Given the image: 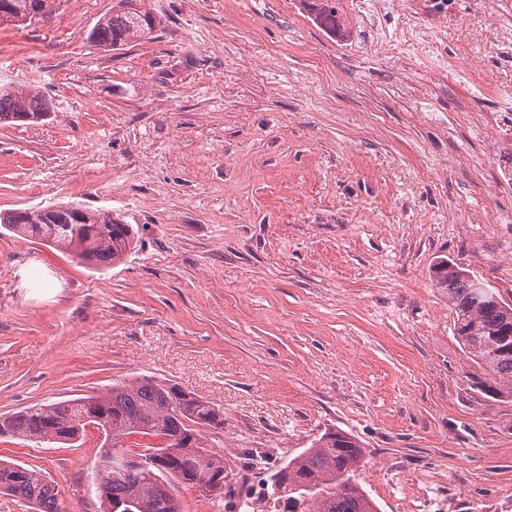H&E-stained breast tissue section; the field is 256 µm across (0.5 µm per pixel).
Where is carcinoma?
Returning a JSON list of instances; mask_svg holds the SVG:
<instances>
[{
    "mask_svg": "<svg viewBox=\"0 0 512 512\" xmlns=\"http://www.w3.org/2000/svg\"><path fill=\"white\" fill-rule=\"evenodd\" d=\"M61 0H0V25L20 26L49 19ZM312 19L331 35L344 28L339 0H299ZM161 20L141 9V0H117L112 12L88 31L87 41L101 49H122L150 38ZM53 110L52 101L39 91L21 87L0 91V122L14 123L25 114L41 121ZM60 248L88 267L107 269L121 263L138 244L133 225L110 211H93L79 204L15 209L0 212V228ZM435 287L455 311L454 335L480 376L474 385L500 399L512 398V305L483 294L477 277L457 266L432 271ZM35 404L0 416V436L48 443L81 440L88 426L104 434L97 463L111 452H132L133 436L165 438L156 445L134 443L152 450L160 465L131 470L112 480L100 498L104 512L112 503L133 501L138 512H182L177 488L193 486L207 493L224 494V456L208 447L204 430L224 428V410L193 393H184L168 380L141 376L112 384L93 397ZM365 452L358 440L344 432H326L291 459L288 470L278 469L283 495L312 498V512H377L375 503L352 481ZM0 493L20 498L32 512H60L58 492L47 476L35 469L0 461Z\"/></svg>",
    "mask_w": 512,
    "mask_h": 512,
    "instance_id": "obj_1",
    "label": "carcinoma"
}]
</instances>
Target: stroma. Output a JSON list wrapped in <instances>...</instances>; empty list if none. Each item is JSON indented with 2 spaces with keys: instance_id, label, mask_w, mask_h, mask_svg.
I'll list each match as a JSON object with an SVG mask.
<instances>
[{
  "instance_id": "obj_1",
  "label": "stroma",
  "mask_w": 512,
  "mask_h": 512,
  "mask_svg": "<svg viewBox=\"0 0 512 512\" xmlns=\"http://www.w3.org/2000/svg\"><path fill=\"white\" fill-rule=\"evenodd\" d=\"M114 2L0 26V89L54 105L0 123V211L139 230L106 270L0 233V416L150 375L224 409V494L180 488L184 512H293L268 478L330 430L361 442L379 512H512V399L473 387L431 279L445 259L512 302V120H476L481 77L512 75L495 0H457L452 69L357 50L361 18L335 37L297 0H144L152 39L103 51ZM99 440L0 436V460L100 512Z\"/></svg>"
}]
</instances>
